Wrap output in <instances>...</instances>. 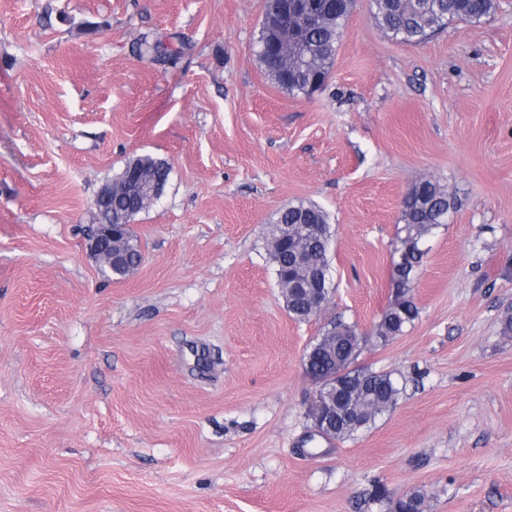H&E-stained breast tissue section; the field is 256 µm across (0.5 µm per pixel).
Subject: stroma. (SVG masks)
<instances>
[{
  "label": "stroma",
  "instance_id": "stroma-1",
  "mask_svg": "<svg viewBox=\"0 0 512 512\" xmlns=\"http://www.w3.org/2000/svg\"><path fill=\"white\" fill-rule=\"evenodd\" d=\"M265 0H0V512H512V0L398 44L356 0L327 86L266 78ZM178 37V64L139 57ZM166 160L132 221L143 262L105 280L99 190ZM434 229L418 316L381 343L401 202ZM334 229L325 317L287 312L268 259L281 208ZM356 325L355 368L403 387L349 440L315 433L303 358ZM387 497L373 501L375 486Z\"/></svg>",
  "mask_w": 512,
  "mask_h": 512
}]
</instances>
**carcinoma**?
I'll list each match as a JSON object with an SVG mask.
<instances>
[{
  "instance_id": "cac0c4a2",
  "label": "carcinoma",
  "mask_w": 512,
  "mask_h": 512,
  "mask_svg": "<svg viewBox=\"0 0 512 512\" xmlns=\"http://www.w3.org/2000/svg\"><path fill=\"white\" fill-rule=\"evenodd\" d=\"M313 12L318 18L303 34V46L288 47V57L266 58L263 52L264 33L258 36V58L268 77L292 95L308 94L312 75L330 76L339 40L355 6V0H313ZM496 0H426V9L419 11L412 0H371V13L376 25L392 40L406 45L425 42L445 25L457 22L479 23L495 9ZM138 55L156 64L174 67L182 50L161 38H142ZM137 167L139 177L151 183L166 185L169 164L150 155L138 156L126 163L112 181V200L103 205L94 201L97 221L106 223L112 217H124L129 204L137 195L126 188L131 167ZM456 209V201L437 180L424 179L413 185L402 202L403 226L398 229V250L405 257L400 296L386 311L379 327L378 339L385 343L400 336L417 318L418 309L411 290L425 252L420 242L442 224L443 216ZM288 235V246L269 250V259L278 285L289 288L290 281L303 284L315 279L323 267H329V250L333 238L326 212L315 204L290 205L277 213L270 225L269 239L279 240ZM336 339L321 336L305 354L313 378L330 375L340 361H347L359 340L352 336L354 326L338 320L332 323ZM401 388L389 372L365 369L345 374L343 388L336 395V406L328 407L323 418L333 436L343 440L369 428L376 419L396 404ZM425 496L412 491L393 503V512H424Z\"/></svg>"
}]
</instances>
